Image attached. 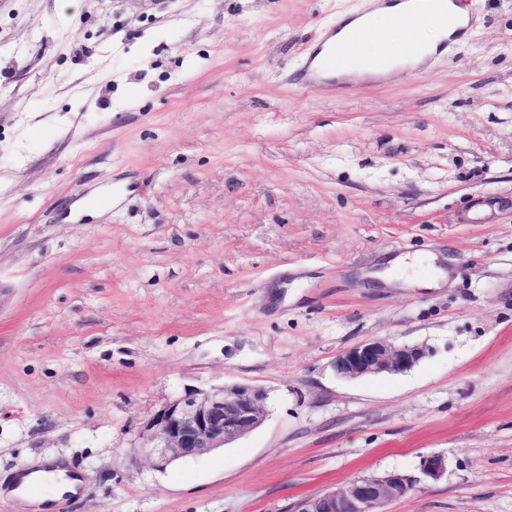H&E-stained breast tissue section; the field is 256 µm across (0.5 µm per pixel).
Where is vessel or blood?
<instances>
[{"instance_id":"1","label":"vessel or blood","mask_w":512,"mask_h":512,"mask_svg":"<svg viewBox=\"0 0 512 512\" xmlns=\"http://www.w3.org/2000/svg\"><path fill=\"white\" fill-rule=\"evenodd\" d=\"M404 7L395 14V23L406 34V40L399 49L383 45L371 61H364L359 49L370 34L369 27L358 25L346 28L344 21H337L334 28L328 29L308 51L301 70L291 81L300 87H316L322 83H333L336 72L357 69L364 65L372 68L384 67L392 54L408 59L419 55L420 43L416 31L420 24L449 31L452 40L461 39L472 26L470 18L459 16L454 7L459 0H403Z\"/></svg>"}]
</instances>
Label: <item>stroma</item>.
<instances>
[{"label":"stroma","instance_id":"1","mask_svg":"<svg viewBox=\"0 0 512 512\" xmlns=\"http://www.w3.org/2000/svg\"><path fill=\"white\" fill-rule=\"evenodd\" d=\"M466 4L457 49L335 91L290 76L363 0H0V512L47 457L85 483L52 512H284L432 454L388 512H512V0ZM414 255L449 281L363 286ZM377 338L431 353L336 376ZM235 382L261 427L138 454ZM267 398L248 383L186 390L149 419L140 448L158 467L224 448L264 423Z\"/></svg>","mask_w":512,"mask_h":512}]
</instances>
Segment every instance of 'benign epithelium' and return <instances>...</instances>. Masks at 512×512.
Listing matches in <instances>:
<instances>
[{
    "instance_id": "benign-epithelium-1",
    "label": "benign epithelium",
    "mask_w": 512,
    "mask_h": 512,
    "mask_svg": "<svg viewBox=\"0 0 512 512\" xmlns=\"http://www.w3.org/2000/svg\"><path fill=\"white\" fill-rule=\"evenodd\" d=\"M430 352L424 344L370 339L338 355L333 367L337 375L350 380L400 374ZM266 401L267 392L248 383L189 389L165 402L149 419L140 434L141 450L159 467L206 455L259 428L265 421ZM447 469L443 456L431 455L415 473L393 471L362 477L344 491H325L298 502L294 512H379L420 484L441 479Z\"/></svg>"
}]
</instances>
